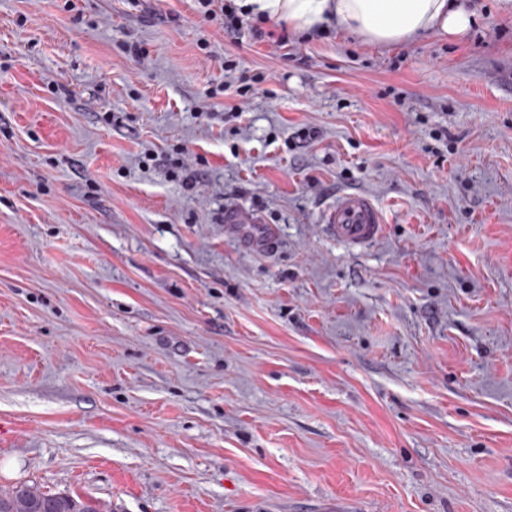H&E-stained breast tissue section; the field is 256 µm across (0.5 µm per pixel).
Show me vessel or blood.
Segmentation results:
<instances>
[{
	"mask_svg": "<svg viewBox=\"0 0 512 512\" xmlns=\"http://www.w3.org/2000/svg\"><path fill=\"white\" fill-rule=\"evenodd\" d=\"M325 222L336 241L353 251L376 242L384 230V215L378 203L356 191L342 192L326 212Z\"/></svg>",
	"mask_w": 512,
	"mask_h": 512,
	"instance_id": "b4317fda",
	"label": "vessel or blood"
}]
</instances>
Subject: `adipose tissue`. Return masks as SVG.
Segmentation results:
<instances>
[{
    "label": "adipose tissue",
    "instance_id": "ef3b65f1",
    "mask_svg": "<svg viewBox=\"0 0 512 512\" xmlns=\"http://www.w3.org/2000/svg\"><path fill=\"white\" fill-rule=\"evenodd\" d=\"M259 19L283 22L300 31L326 25L376 45H395L437 34L458 39L473 24L461 0H241Z\"/></svg>",
    "mask_w": 512,
    "mask_h": 512
}]
</instances>
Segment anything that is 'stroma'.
Here are the masks:
<instances>
[{
	"label": "stroma",
	"mask_w": 512,
	"mask_h": 512,
	"mask_svg": "<svg viewBox=\"0 0 512 512\" xmlns=\"http://www.w3.org/2000/svg\"><path fill=\"white\" fill-rule=\"evenodd\" d=\"M64 3L0 0V490L512 512V0L386 48ZM348 190L385 215L360 252L324 224Z\"/></svg>",
	"instance_id": "obj_1"
}]
</instances>
